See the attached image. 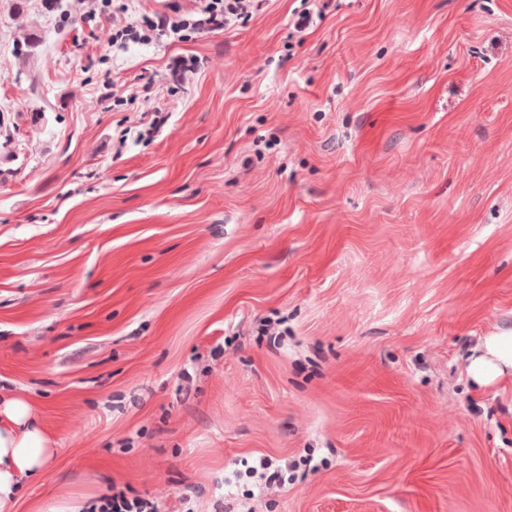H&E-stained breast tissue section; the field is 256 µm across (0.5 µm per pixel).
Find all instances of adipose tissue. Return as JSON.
<instances>
[{"mask_svg":"<svg viewBox=\"0 0 512 512\" xmlns=\"http://www.w3.org/2000/svg\"><path fill=\"white\" fill-rule=\"evenodd\" d=\"M510 368L512 331H504L485 338L484 352L472 360L469 371L475 380L484 381ZM53 454V441L38 426L27 402H0V512H13L22 477L38 475Z\"/></svg>","mask_w":512,"mask_h":512,"instance_id":"adipose-tissue-1","label":"adipose tissue"}]
</instances>
